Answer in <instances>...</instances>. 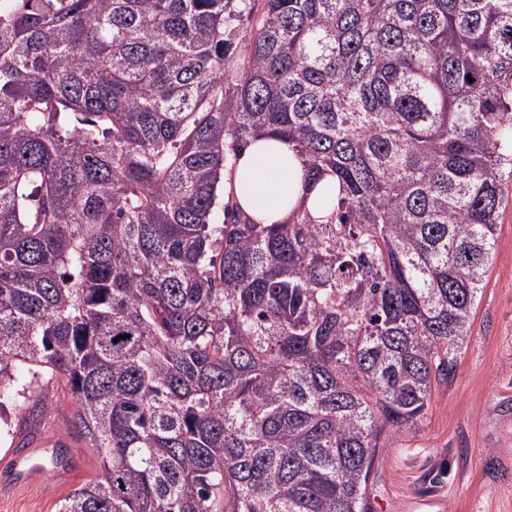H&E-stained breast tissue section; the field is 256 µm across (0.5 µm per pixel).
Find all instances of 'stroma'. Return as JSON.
Instances as JSON below:
<instances>
[{
	"mask_svg": "<svg viewBox=\"0 0 512 512\" xmlns=\"http://www.w3.org/2000/svg\"><path fill=\"white\" fill-rule=\"evenodd\" d=\"M496 255L458 366L435 385L415 432L393 438L370 487L372 512H512V178ZM61 375H44L26 403L0 416V512H58L99 463L70 427Z\"/></svg>",
	"mask_w": 512,
	"mask_h": 512,
	"instance_id": "1",
	"label": "stroma"
}]
</instances>
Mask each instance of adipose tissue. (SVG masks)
<instances>
[{"label": "adipose tissue", "mask_w": 512, "mask_h": 512, "mask_svg": "<svg viewBox=\"0 0 512 512\" xmlns=\"http://www.w3.org/2000/svg\"><path fill=\"white\" fill-rule=\"evenodd\" d=\"M306 160L277 140L256 137L242 148L233 170L224 174V191L235 196L243 213L260 224H283L297 210L322 214L318 199L323 191L334 189L332 179L320 181L305 190Z\"/></svg>", "instance_id": "ef3b65f1"}]
</instances>
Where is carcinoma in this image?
Wrapping results in <instances>:
<instances>
[{
    "label": "carcinoma",
    "mask_w": 512,
    "mask_h": 512,
    "mask_svg": "<svg viewBox=\"0 0 512 512\" xmlns=\"http://www.w3.org/2000/svg\"><path fill=\"white\" fill-rule=\"evenodd\" d=\"M259 134L325 222L224 199ZM508 165L512 0H0V398L64 377L100 467L58 512H371Z\"/></svg>",
    "instance_id": "carcinoma-1"
}]
</instances>
